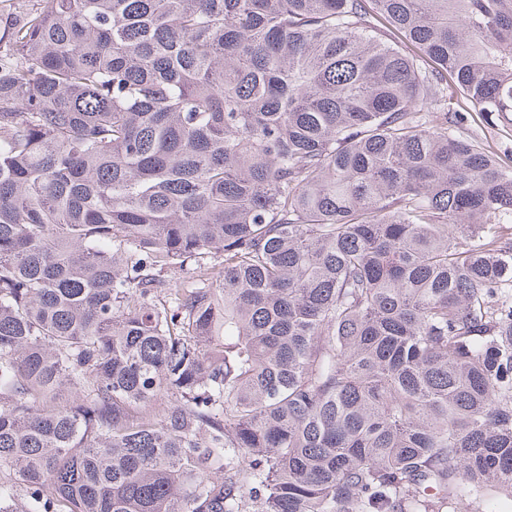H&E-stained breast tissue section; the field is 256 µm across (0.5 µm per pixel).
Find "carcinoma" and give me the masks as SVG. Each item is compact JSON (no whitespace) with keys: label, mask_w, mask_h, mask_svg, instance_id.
<instances>
[{"label":"carcinoma","mask_w":512,"mask_h":512,"mask_svg":"<svg viewBox=\"0 0 512 512\" xmlns=\"http://www.w3.org/2000/svg\"><path fill=\"white\" fill-rule=\"evenodd\" d=\"M466 112L512 114V0H29L0 512L512 501V161Z\"/></svg>","instance_id":"obj_1"}]
</instances>
